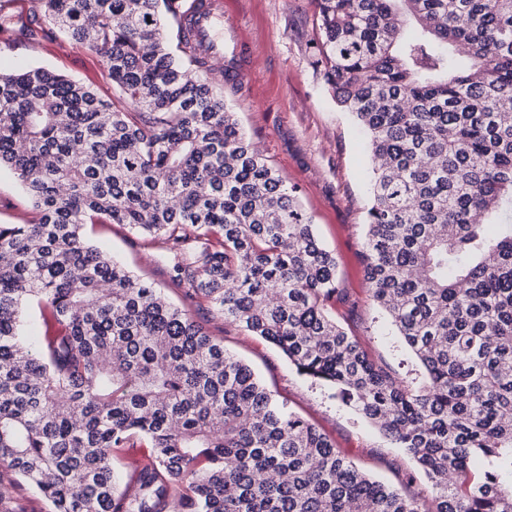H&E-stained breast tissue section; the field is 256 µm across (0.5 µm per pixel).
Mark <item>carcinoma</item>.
Here are the masks:
<instances>
[{"mask_svg":"<svg viewBox=\"0 0 512 512\" xmlns=\"http://www.w3.org/2000/svg\"><path fill=\"white\" fill-rule=\"evenodd\" d=\"M17 2L0 43L61 37L106 86L0 72V168L28 200L0 224V464L53 512H512V0H314L315 65L371 142L364 277L419 386L336 320V258L226 102L192 0ZM86 224L161 243L182 305ZM204 302L402 448L432 507L278 403L193 319ZM141 440L120 493L113 452Z\"/></svg>","mask_w":512,"mask_h":512,"instance_id":"obj_1","label":"carcinoma"}]
</instances>
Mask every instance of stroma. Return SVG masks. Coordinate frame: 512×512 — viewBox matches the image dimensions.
<instances>
[{
    "label": "stroma",
    "mask_w": 512,
    "mask_h": 512,
    "mask_svg": "<svg viewBox=\"0 0 512 512\" xmlns=\"http://www.w3.org/2000/svg\"><path fill=\"white\" fill-rule=\"evenodd\" d=\"M313 0H224V39L241 52L238 89H225L247 138L296 188L316 232L333 253L349 301L336 307L345 327L401 378L421 382L422 370L374 305L363 277L364 212L369 203L368 140L334 101L308 45L315 36ZM45 67L81 82H101L93 51L68 54L59 41L35 50L18 41L0 49V71ZM85 236L172 301L173 284L157 252L121 224H88ZM204 326L225 349L252 366L280 402L329 436L366 471L402 492L426 495L427 480L402 449L346 407L325 383L298 375L272 344L226 326L200 308ZM0 512H52L50 501L13 470L0 466Z\"/></svg>",
    "instance_id": "stroma-1"
}]
</instances>
